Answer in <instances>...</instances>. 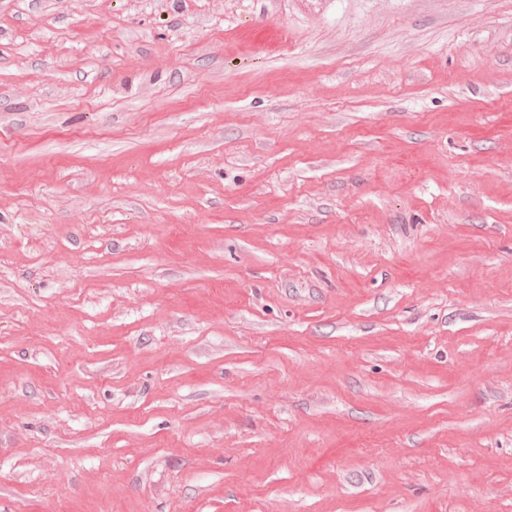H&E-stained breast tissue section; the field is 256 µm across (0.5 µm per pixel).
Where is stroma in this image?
<instances>
[{"mask_svg":"<svg viewBox=\"0 0 512 512\" xmlns=\"http://www.w3.org/2000/svg\"><path fill=\"white\" fill-rule=\"evenodd\" d=\"M0 512H512V0H0Z\"/></svg>","mask_w":512,"mask_h":512,"instance_id":"obj_1","label":"stroma"}]
</instances>
